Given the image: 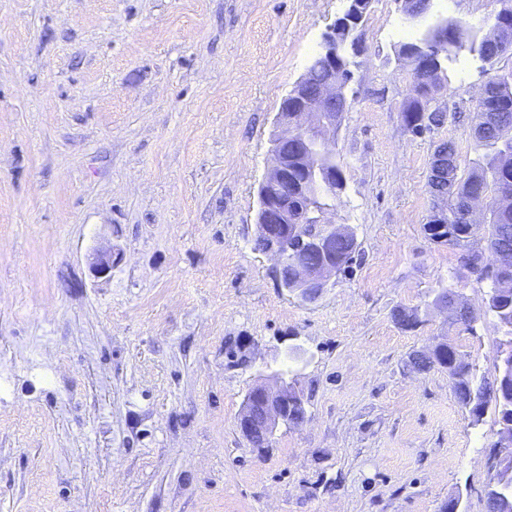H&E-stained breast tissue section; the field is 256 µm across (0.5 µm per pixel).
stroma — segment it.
Segmentation results:
<instances>
[{"mask_svg": "<svg viewBox=\"0 0 512 512\" xmlns=\"http://www.w3.org/2000/svg\"><path fill=\"white\" fill-rule=\"evenodd\" d=\"M345 5L0 0V512H486L494 413L410 361L438 338L500 361L493 316L431 308L487 286L423 231L436 145L482 154L488 65H448L444 125L412 135L395 49L417 27L373 0L332 143L359 257L307 302L254 249L281 99ZM287 370L308 416L254 447L244 398ZM453 289L451 285H448L446 288H441L437 293V297L440 298L445 291L448 293V303L452 306V311L455 314L456 320L460 323L466 325L468 328H473V324L478 321L480 316L474 312L469 306L465 305L462 302H454L453 301Z\"/></svg>", "mask_w": 512, "mask_h": 512, "instance_id": "stroma-1", "label": "stroma"}]
</instances>
